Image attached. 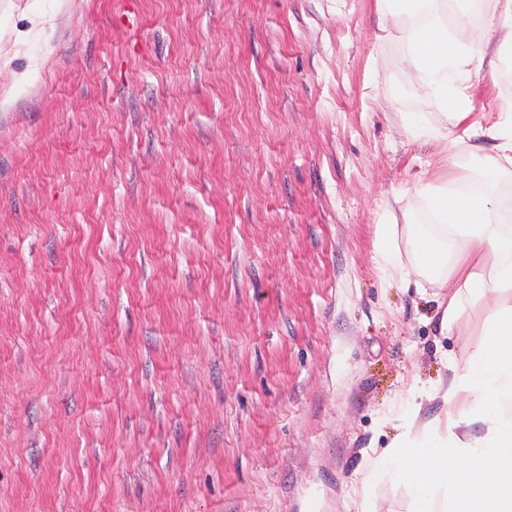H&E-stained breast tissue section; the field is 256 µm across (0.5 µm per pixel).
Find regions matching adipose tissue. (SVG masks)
I'll list each match as a JSON object with an SVG mask.
<instances>
[{"instance_id":"ef3b65f1","label":"adipose tissue","mask_w":512,"mask_h":512,"mask_svg":"<svg viewBox=\"0 0 512 512\" xmlns=\"http://www.w3.org/2000/svg\"><path fill=\"white\" fill-rule=\"evenodd\" d=\"M395 9L410 19L405 39L414 69L452 107L451 126L421 125L413 135L444 143L454 127L466 138L487 137L496 161L472 189L456 194L448 190L447 174L422 172L413 195L430 221L420 223L406 206L400 219L379 225L378 262L404 282L416 269L430 276L443 330L453 328L463 298L488 296L498 306L483 341L467 352L462 373L448 382L412 385L405 430L368 460L361 488L384 480L404 485L409 512H512V226L501 223L493 202L512 171V110L487 126L475 116L471 78L495 60L473 46L465 22L449 25L447 0H375L378 17ZM404 239L412 248L411 266L400 259ZM460 398L466 402L460 413L420 421L425 403ZM475 424L481 435L471 434ZM490 460L496 463L491 473Z\"/></svg>"}]
</instances>
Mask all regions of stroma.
I'll return each instance as SVG.
<instances>
[{
	"label": "stroma",
	"mask_w": 512,
	"mask_h": 512,
	"mask_svg": "<svg viewBox=\"0 0 512 512\" xmlns=\"http://www.w3.org/2000/svg\"><path fill=\"white\" fill-rule=\"evenodd\" d=\"M406 23L0 0V512H355L410 385L494 313L463 299L442 332L375 262L424 165L495 156L409 134L447 118Z\"/></svg>",
	"instance_id": "obj_1"
}]
</instances>
